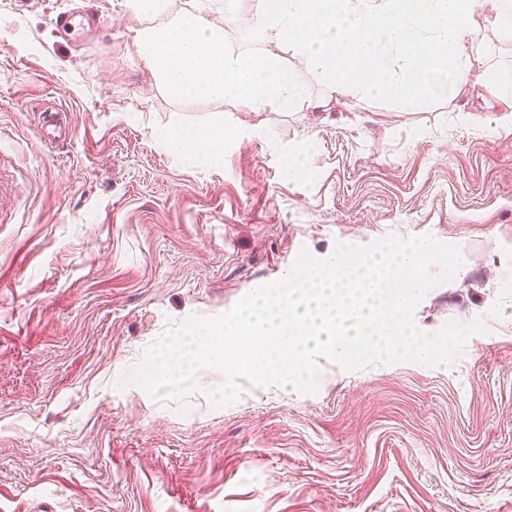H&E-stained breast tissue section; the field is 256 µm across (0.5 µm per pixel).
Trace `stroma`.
Returning a JSON list of instances; mask_svg holds the SVG:
<instances>
[{
	"label": "stroma",
	"instance_id": "stroma-1",
	"mask_svg": "<svg viewBox=\"0 0 512 512\" xmlns=\"http://www.w3.org/2000/svg\"><path fill=\"white\" fill-rule=\"evenodd\" d=\"M0 0V512H512V112L444 99L403 108L327 88L299 55L258 47L307 90L290 111L177 101L145 67L139 25L209 13L231 44L255 0ZM72 115L47 149L32 106ZM224 128L206 164L176 126ZM295 159L300 171L287 176ZM430 234L465 277L430 290L417 326L485 318L449 366L322 362L317 390L251 387L212 408L206 368L178 415L116 381L168 321L215 316L284 277L301 249Z\"/></svg>",
	"mask_w": 512,
	"mask_h": 512
}]
</instances>
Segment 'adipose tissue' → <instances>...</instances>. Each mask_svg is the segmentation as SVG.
<instances>
[{
  "label": "adipose tissue",
  "mask_w": 512,
  "mask_h": 512,
  "mask_svg": "<svg viewBox=\"0 0 512 512\" xmlns=\"http://www.w3.org/2000/svg\"><path fill=\"white\" fill-rule=\"evenodd\" d=\"M266 41L287 45L320 72L330 93H378L409 107L475 86L512 110V69L486 63V30L512 40V0H256ZM176 153L208 162L224 129L174 127Z\"/></svg>",
  "instance_id": "ef3b65f1"
}]
</instances>
